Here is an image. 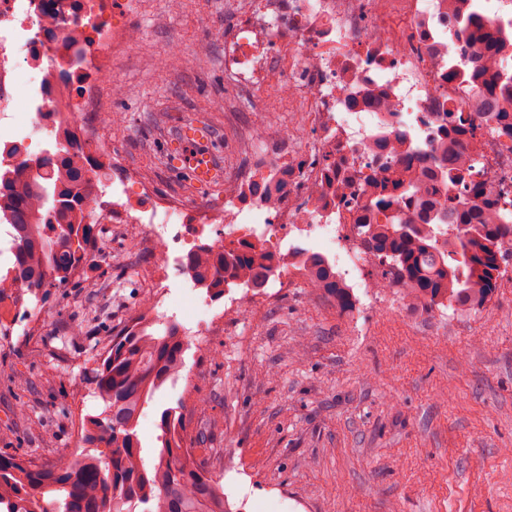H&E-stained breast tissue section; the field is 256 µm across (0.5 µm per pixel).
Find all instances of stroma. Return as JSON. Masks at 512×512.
I'll use <instances>...</instances> for the list:
<instances>
[{"instance_id": "1", "label": "stroma", "mask_w": 512, "mask_h": 512, "mask_svg": "<svg viewBox=\"0 0 512 512\" xmlns=\"http://www.w3.org/2000/svg\"><path fill=\"white\" fill-rule=\"evenodd\" d=\"M136 2L123 22L138 40L112 58L121 92L99 88L86 115L92 135L114 147L115 179L131 167L157 194L223 202V183L197 185L173 164L178 129L209 126L229 178L255 124L272 135L298 115L273 94L236 91L225 74L213 34L229 31L240 0ZM112 251L75 286L0 313V428L14 429L26 458L81 454L86 419L105 409L89 372L138 313L146 284L134 270L158 263L148 245L126 252L116 241ZM223 309V297L170 281L166 314L190 337L177 380L139 419L145 459L161 411L178 406L193 457L220 478L232 512H512V265L471 314L408 308L394 286L341 309L300 281L227 322L209 339L213 357L194 331L203 313ZM70 322L79 337L65 336ZM24 404L47 413L40 433H29Z\"/></svg>"}]
</instances>
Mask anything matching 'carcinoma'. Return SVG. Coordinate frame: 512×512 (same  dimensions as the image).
Returning <instances> with one entry per match:
<instances>
[{
    "label": "carcinoma",
    "instance_id": "cac0c4a2",
    "mask_svg": "<svg viewBox=\"0 0 512 512\" xmlns=\"http://www.w3.org/2000/svg\"><path fill=\"white\" fill-rule=\"evenodd\" d=\"M55 143L57 151L37 176L21 165L0 174V212L15 228L14 260L0 274V296L38 299L73 284L97 261L92 213L78 197L83 175L76 147L69 139ZM437 163L445 189L438 197H417L419 218L394 215L386 224L363 225V235L388 267L383 278L399 284L407 302L426 309L445 302L471 312L489 302L501 265L512 262V218L500 215L481 185L468 179L474 158L459 142L448 143ZM187 266L218 295L226 275L243 288H260L279 268L260 248L228 259L221 252L194 253ZM302 271L341 308L349 306L350 288L325 255L305 251ZM186 348L181 326L168 318L112 340L93 376L106 409L87 418L82 437L96 453L42 466L1 451L0 506L11 505L8 512H228L220 480L184 447L177 409L161 412V446L152 466L141 456L139 416L178 377Z\"/></svg>",
    "mask_w": 512,
    "mask_h": 512
}]
</instances>
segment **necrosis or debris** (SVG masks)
I'll use <instances>...</instances> for the list:
<instances>
[{"mask_svg":"<svg viewBox=\"0 0 512 512\" xmlns=\"http://www.w3.org/2000/svg\"><path fill=\"white\" fill-rule=\"evenodd\" d=\"M126 0H0V166L18 137L20 106L33 128L53 135L89 130L83 114L111 77L112 50L130 45ZM473 0H249L224 40V70L237 87L275 89L302 130L281 127L256 140L244 172L225 181L221 207L191 209L156 195L136 171L113 189L108 224L143 225L129 245L149 238L161 261L155 283L186 275L183 246L237 249L253 244L284 256L306 236L330 254L351 287L368 288L367 248H353L359 218L390 198L377 221L409 213L407 195L388 194L386 177L407 168L438 191L432 165L448 140L450 114L470 121L475 179L512 212V125L493 121L512 100V0H484L483 36L465 30ZM41 77L20 92L29 70ZM386 145H379V138ZM275 187L274 198L256 185ZM147 205L130 203V190Z\"/></svg>","mask_w":512,"mask_h":512,"instance_id":"4bbe7bcc","label":"necrosis or debris"}]
</instances>
